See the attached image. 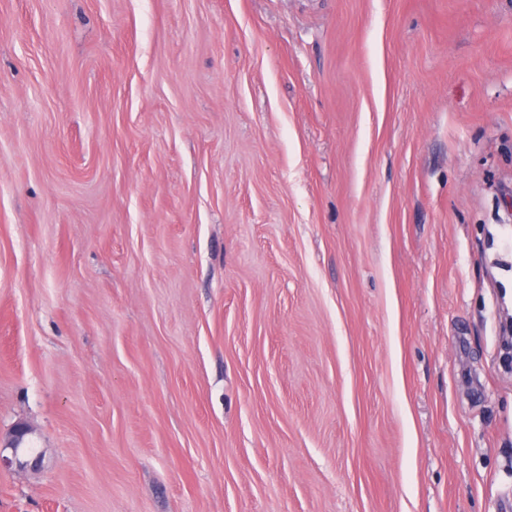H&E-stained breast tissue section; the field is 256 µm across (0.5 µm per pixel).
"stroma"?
Masks as SVG:
<instances>
[{
  "mask_svg": "<svg viewBox=\"0 0 512 512\" xmlns=\"http://www.w3.org/2000/svg\"><path fill=\"white\" fill-rule=\"evenodd\" d=\"M512 0H0V512H501ZM30 433V430L25 425H18L13 430V433L9 440L2 444L0 443V465L13 466L15 465L18 470L24 471L26 469L30 470H40L43 466L44 456H42V451L32 457L31 454H26L25 448L20 446L24 438ZM4 448H9L11 450V457L4 456L2 452ZM21 452V453H20ZM27 456V458H25Z\"/></svg>",
  "mask_w": 512,
  "mask_h": 512,
  "instance_id": "35a3bbf8",
  "label": "stroma"
}]
</instances>
